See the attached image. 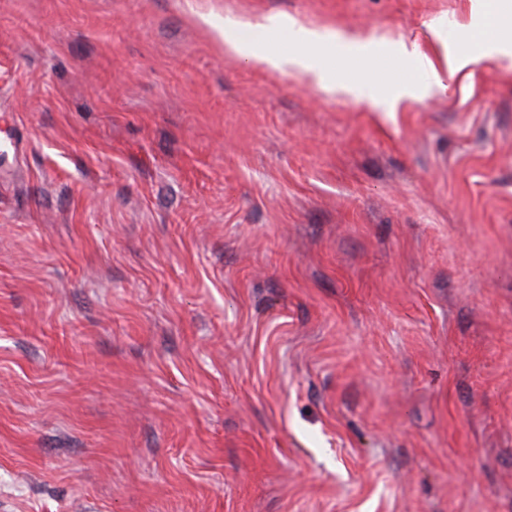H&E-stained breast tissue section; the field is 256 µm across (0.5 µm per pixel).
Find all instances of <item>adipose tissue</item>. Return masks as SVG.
<instances>
[{"mask_svg":"<svg viewBox=\"0 0 512 512\" xmlns=\"http://www.w3.org/2000/svg\"><path fill=\"white\" fill-rule=\"evenodd\" d=\"M499 0H485L484 9L478 22L470 32L471 41L476 44L480 54L485 57L496 54H510L512 48L494 39L493 33L499 27L503 17L498 9ZM224 40L226 55L245 60L249 64L281 74H289L308 80L319 88L328 90L331 94H340L377 105L378 99L374 93L375 85L366 81L352 84L336 80L335 76L327 74L320 66L313 51L319 43L321 32L318 29L302 30L296 40V46L291 52H283L265 43L245 41L232 36L228 29H220Z\"/></svg>","mask_w":512,"mask_h":512,"instance_id":"adipose-tissue-1","label":"adipose tissue"}]
</instances>
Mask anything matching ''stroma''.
Segmentation results:
<instances>
[{"mask_svg":"<svg viewBox=\"0 0 512 512\" xmlns=\"http://www.w3.org/2000/svg\"><path fill=\"white\" fill-rule=\"evenodd\" d=\"M480 6L0 0V512H512V64L447 65ZM227 18L320 28L379 107ZM224 40V54L243 59L249 64L281 74L293 75L308 80L320 89H327L332 95L350 96L365 101L373 107L378 106V98L374 93L376 84L366 81L352 84L346 81H336V77L327 74L320 66L311 47L321 40L319 29H301L296 39L297 46L291 52H282L266 43L245 41L232 36L228 27L212 24Z\"/></svg>","mask_w":512,"mask_h":512,"instance_id":"1","label":"stroma"}]
</instances>
